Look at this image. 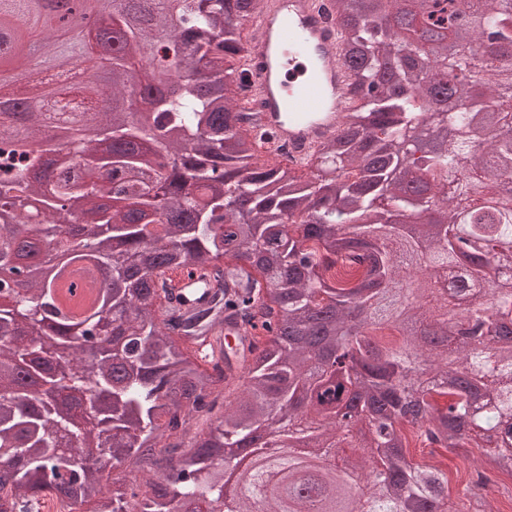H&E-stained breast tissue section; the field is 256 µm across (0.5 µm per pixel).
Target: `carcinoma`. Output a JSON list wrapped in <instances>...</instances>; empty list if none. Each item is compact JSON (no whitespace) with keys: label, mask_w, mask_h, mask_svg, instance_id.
I'll use <instances>...</instances> for the list:
<instances>
[{"label":"carcinoma","mask_w":512,"mask_h":512,"mask_svg":"<svg viewBox=\"0 0 512 512\" xmlns=\"http://www.w3.org/2000/svg\"><path fill=\"white\" fill-rule=\"evenodd\" d=\"M354 78L353 105L340 132L315 157L307 177L296 168L250 164L258 144L243 135L248 113L226 95L224 63L243 52L236 27L258 0H171L138 16L109 15L105 31L74 19L67 37L46 24L44 0H0V70L25 64L28 38L42 31L48 58L81 61L92 50L112 56V81L88 82L90 98L140 93L155 127L134 112L98 113L100 134L72 129L80 156L52 159L64 169L43 176L54 150L40 143L42 112L22 113L23 135L36 148L18 153L13 127L0 125V270L44 245L69 253L85 271L112 270V288L84 311L63 312L53 284L33 275L14 305L0 307V459L13 471L0 480V512H41L48 492L76 509L180 512L186 498L224 512V451L258 437L288 454L256 452L244 490L265 479L267 512H366L364 482L377 512H483L448 496V473L408 457L426 448L484 449L483 469L468 472L474 502L492 472L512 474V288L494 281L512 263V197L497 195L512 177V55L472 68L447 55L433 64L408 55L405 29L378 27L360 0H328ZM512 44V0H476L470 25H448V42L480 53L479 26ZM169 39L156 70L155 39ZM465 100L461 112L431 109L437 90ZM451 126L444 151L424 145ZM487 154L472 151L476 141ZM84 205L85 239L76 246L69 205ZM441 212L439 224L410 233L399 211ZM482 254L465 264L457 241ZM209 270L208 303L187 312L172 300L168 272ZM447 273V297L424 307L428 273ZM370 316L354 328L349 312ZM228 321L253 330L247 351L225 344L220 358L199 362L189 344L222 335ZM454 324L436 344L425 331ZM106 325L115 344L86 360L74 345ZM82 389L100 413L86 434L62 403ZM368 452L331 463L295 444L353 430ZM92 439L112 464L134 458L166 471L134 485L104 489L82 458L54 449L59 439Z\"/></svg>","instance_id":"carcinoma-1"}]
</instances>
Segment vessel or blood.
<instances>
[{
  "label": "vessel or blood",
  "instance_id": "obj_1",
  "mask_svg": "<svg viewBox=\"0 0 512 512\" xmlns=\"http://www.w3.org/2000/svg\"><path fill=\"white\" fill-rule=\"evenodd\" d=\"M249 50L239 62L256 108L253 132L288 143L289 165H306L333 137L349 104L344 48L322 0H262L247 21ZM204 270L173 275L181 308L206 302Z\"/></svg>",
  "mask_w": 512,
  "mask_h": 512
}]
</instances>
